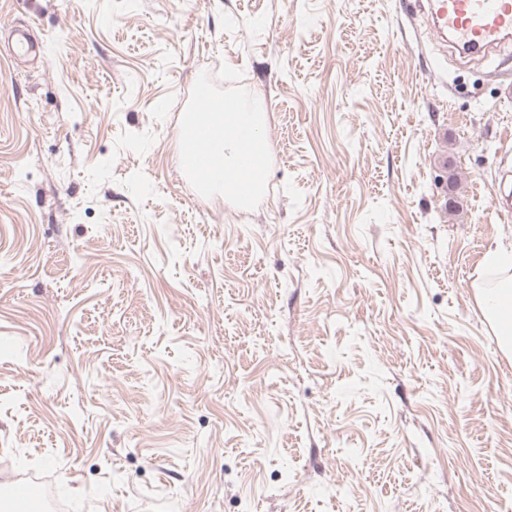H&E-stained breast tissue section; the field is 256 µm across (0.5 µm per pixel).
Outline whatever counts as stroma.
Here are the masks:
<instances>
[{
	"label": "stroma",
	"instance_id": "obj_1",
	"mask_svg": "<svg viewBox=\"0 0 512 512\" xmlns=\"http://www.w3.org/2000/svg\"><path fill=\"white\" fill-rule=\"evenodd\" d=\"M203 80L265 114L248 207L181 175ZM504 190L512 47L458 61L414 0H0V485L512 512Z\"/></svg>",
	"mask_w": 512,
	"mask_h": 512
}]
</instances>
